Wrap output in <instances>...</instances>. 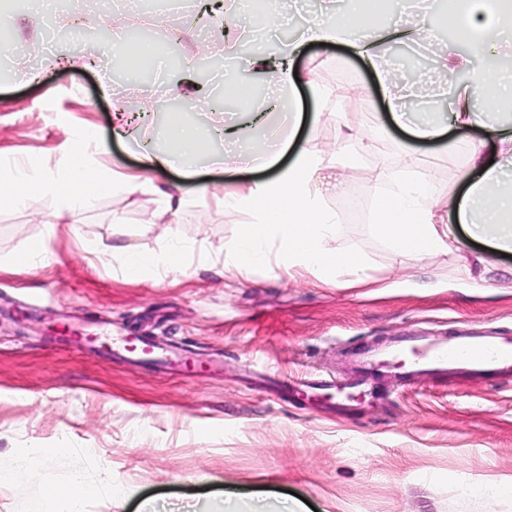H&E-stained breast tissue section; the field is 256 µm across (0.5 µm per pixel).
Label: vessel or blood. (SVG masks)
<instances>
[{"mask_svg":"<svg viewBox=\"0 0 512 512\" xmlns=\"http://www.w3.org/2000/svg\"><path fill=\"white\" fill-rule=\"evenodd\" d=\"M127 354L156 362L171 364L172 358L155 350L150 338L127 337L122 345ZM464 365L473 372L494 374L503 378L512 376V341L490 334L464 333L446 343L434 336H407L394 341L381 351H364L359 362L360 371L370 372L378 366H392L400 370L402 378L420 373L447 374ZM335 384L326 379L301 380L289 378L281 383L282 394L291 400L318 397L320 392L334 390Z\"/></svg>","mask_w":512,"mask_h":512,"instance_id":"1","label":"vessel or blood"}]
</instances>
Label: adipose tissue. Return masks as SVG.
Listing matches in <instances>:
<instances>
[{
	"mask_svg": "<svg viewBox=\"0 0 512 512\" xmlns=\"http://www.w3.org/2000/svg\"><path fill=\"white\" fill-rule=\"evenodd\" d=\"M390 0H351L346 11H337L334 0H323L320 13L280 58L282 64L269 68L267 58L248 60V72L234 69L224 74V96L247 104L253 97L249 71H266L276 89L275 103L288 114L289 128L301 120L297 96L301 88L318 92L311 72L296 71L294 56L305 44L326 43L351 48L375 71L389 112L403 125L412 140L434 141L445 132H466L481 126L486 137L472 144L466 168L460 175L466 185L462 195L440 199L431 174L420 169L408 144H401L402 165L381 169L371 186L370 230L397 254L419 259L454 249L458 226L490 248L512 252V122L502 123L496 109L512 101V81H505L497 69L479 71L458 84L444 112L415 111L411 93L400 90L394 71L379 53L380 44L407 43L420 46L437 42L436 30L426 12L409 15L389 11ZM512 18V0H445L441 22L456 40L477 56L496 54L505 35L501 22ZM216 136L236 145L240 156L257 166H279L284 153L292 158L279 175L269 181L245 184L237 193L225 196L222 207L249 210L254 219L243 225L229 248L231 267L237 272L265 267L277 256L285 271L301 269L320 277L342 276L347 286L368 285V262L358 252L333 247L343 225L334 210L324 205L326 197L344 187L336 175V159L325 158L313 146L294 149L293 137L264 139L241 135L238 125L215 130ZM194 125L176 117L169 121L164 143L155 149H141L145 176L103 178L89 161L87 141H73L64 164L38 175L27 168L0 166V208L26 206L43 198L58 205L62 219L88 207L100 193H135L149 186V171L179 165L185 177H192L191 156L203 153ZM191 249L177 230H169L160 251L143 252L127 245L117 246L125 271L133 276L149 270H175L182 266ZM69 512H86L88 502L112 495L111 476L85 477L75 474L62 488Z\"/></svg>",
	"mask_w": 512,
	"mask_h": 512,
	"instance_id": "obj_1",
	"label": "adipose tissue"
}]
</instances>
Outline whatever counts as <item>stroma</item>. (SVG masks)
I'll use <instances>...</instances> for the list:
<instances>
[{
	"mask_svg": "<svg viewBox=\"0 0 512 512\" xmlns=\"http://www.w3.org/2000/svg\"><path fill=\"white\" fill-rule=\"evenodd\" d=\"M16 35L0 69V162L33 168L63 164L74 139L104 144L92 160L107 174L140 173L137 146L161 144L171 115L149 113L118 134L123 105L173 103L171 85L219 93L225 60L242 61L219 21L173 14L171 36L154 40L161 65L139 72L102 51L115 34L99 0H65L64 13L99 30L80 42L57 40L33 57L54 22L23 0L10 6ZM296 64L311 70L321 98L302 92L303 140L333 155L343 134L382 127L385 138L341 173L344 192L327 197L343 216L335 245L363 254L371 286L342 288L335 277L277 268L246 274L224 269L227 247L249 214L217 199L252 179L230 165L184 180L171 169L154 183L180 187L188 200L163 212L152 190L103 195L64 220L55 203L0 209V512H67L59 490L77 471L111 473L121 490L90 512H139L152 500L163 512H190L198 499L233 490L246 501L293 499L300 512H512V495L494 500L481 487L512 479V382L461 370L401 381L397 369L371 375L377 398L332 410L329 400L286 403L278 375L343 382L367 348L426 333L445 340L461 331L512 337V257L462 238L458 250L419 260L400 256L373 235L370 188L376 169L397 167L401 131L383 109L376 77L346 49L311 47ZM479 131L413 151L440 198L462 190L458 176ZM211 196L198 197L199 185ZM173 224L196 250L175 272L128 275L116 245L155 252ZM47 237L36 269L14 265L27 242ZM484 264H477V257ZM155 336L164 346L212 360L186 378L155 370L114 346Z\"/></svg>",
	"mask_w": 512,
	"mask_h": 512,
	"instance_id": "1",
	"label": "stroma"
}]
</instances>
